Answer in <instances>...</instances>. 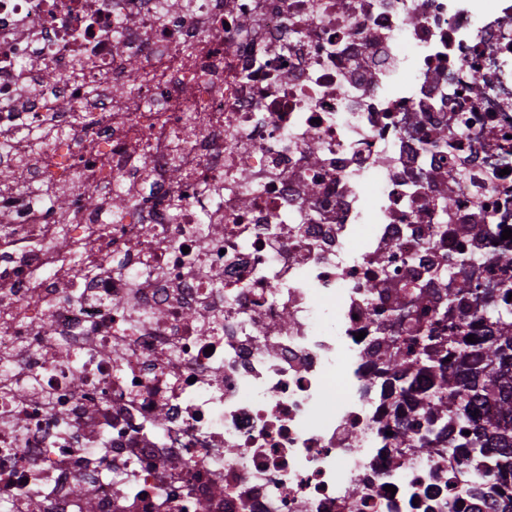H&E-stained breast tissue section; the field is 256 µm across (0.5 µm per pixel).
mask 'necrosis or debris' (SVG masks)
Masks as SVG:
<instances>
[{"label":"necrosis or debris","instance_id":"1","mask_svg":"<svg viewBox=\"0 0 512 512\" xmlns=\"http://www.w3.org/2000/svg\"><path fill=\"white\" fill-rule=\"evenodd\" d=\"M0 168L9 512H495L382 363L512 283V0H0Z\"/></svg>","mask_w":512,"mask_h":512}]
</instances>
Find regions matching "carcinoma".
<instances>
[{"label":"carcinoma","instance_id":"obj_1","mask_svg":"<svg viewBox=\"0 0 512 512\" xmlns=\"http://www.w3.org/2000/svg\"><path fill=\"white\" fill-rule=\"evenodd\" d=\"M486 316L493 333L481 343H470L461 328H451L448 356L461 353L457 371L441 372L433 391L420 395L417 406L449 416L462 432L478 405L490 406L480 431L462 436L461 444L448 441V456L461 454L473 464L466 478L474 491L484 483H496L499 507L512 512V305L490 308ZM433 340L432 336L416 337L417 349L391 361L392 375H399L409 364L435 362L438 350Z\"/></svg>","mask_w":512,"mask_h":512}]
</instances>
